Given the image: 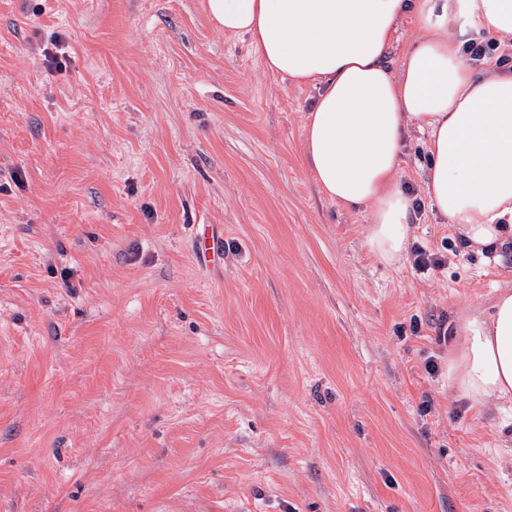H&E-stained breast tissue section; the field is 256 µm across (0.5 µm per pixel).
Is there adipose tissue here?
Here are the masks:
<instances>
[{
	"mask_svg": "<svg viewBox=\"0 0 512 512\" xmlns=\"http://www.w3.org/2000/svg\"><path fill=\"white\" fill-rule=\"evenodd\" d=\"M225 34L249 36L265 66L317 87L305 157L320 191L371 206L365 244L398 264L411 203L395 178L409 126L428 136L426 193L463 246L512 242V72L480 73L460 34L512 37V0H205ZM421 38L398 66L385 54L401 22ZM448 379L475 408L512 414V290L468 316Z\"/></svg>",
	"mask_w": 512,
	"mask_h": 512,
	"instance_id": "1",
	"label": "adipose tissue"
}]
</instances>
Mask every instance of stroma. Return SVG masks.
Segmentation results:
<instances>
[{"label": "stroma", "mask_w": 512, "mask_h": 512, "mask_svg": "<svg viewBox=\"0 0 512 512\" xmlns=\"http://www.w3.org/2000/svg\"><path fill=\"white\" fill-rule=\"evenodd\" d=\"M317 94L204 0H0V512H512V424L448 386L512 250L457 247L412 128L448 264L376 260L308 167Z\"/></svg>", "instance_id": "1"}]
</instances>
